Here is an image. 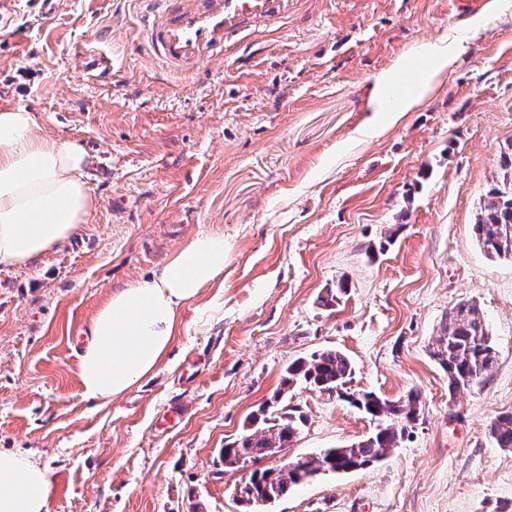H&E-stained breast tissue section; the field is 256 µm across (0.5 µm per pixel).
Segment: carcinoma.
I'll return each instance as SVG.
<instances>
[{"label": "carcinoma", "mask_w": 512, "mask_h": 512, "mask_svg": "<svg viewBox=\"0 0 512 512\" xmlns=\"http://www.w3.org/2000/svg\"><path fill=\"white\" fill-rule=\"evenodd\" d=\"M503 179L484 195L474 224L480 248L489 257L512 258V153L503 156ZM431 357L448 379L454 395L477 386L491 375L497 351L476 305L460 302L442 320L432 344ZM354 368L337 349L315 352L298 358L284 370L272 397L249 418V426L233 442L224 446V467L240 472L253 470L242 478L243 496L237 498L244 512L262 501L278 500L299 485L301 475L346 472L385 460L399 447L408 427L420 412L421 393L415 389L391 400L373 392H348ZM304 384L312 390L335 393L376 421L374 431L346 448H329L301 458L302 472L294 469L262 467L261 461L291 446L308 422L307 415L288 404V392ZM489 437L501 448H512V414L495 418L488 426Z\"/></svg>", "instance_id": "obj_1"}]
</instances>
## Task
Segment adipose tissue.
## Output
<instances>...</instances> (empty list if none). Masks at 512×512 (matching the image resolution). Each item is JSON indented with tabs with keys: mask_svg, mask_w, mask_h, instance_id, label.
Here are the masks:
<instances>
[{
	"mask_svg": "<svg viewBox=\"0 0 512 512\" xmlns=\"http://www.w3.org/2000/svg\"><path fill=\"white\" fill-rule=\"evenodd\" d=\"M459 51L429 47L427 67L400 66L380 73L370 109L392 120L421 105ZM402 91L396 103L386 92ZM76 141L37 131L34 113L0 110V268L23 267L70 238L95 211L97 200ZM224 237H189L151 278L112 291L87 326L79 359L86 397L102 402L150 378L172 345L183 304L199 297L224 271ZM53 487L45 468L23 453L0 452V512H47Z\"/></svg>",
	"mask_w": 512,
	"mask_h": 512,
	"instance_id": "adipose-tissue-1",
	"label": "adipose tissue"
}]
</instances>
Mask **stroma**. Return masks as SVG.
<instances>
[{"instance_id":"35a3bbf8","label":"stroma","mask_w":512,"mask_h":512,"mask_svg":"<svg viewBox=\"0 0 512 512\" xmlns=\"http://www.w3.org/2000/svg\"><path fill=\"white\" fill-rule=\"evenodd\" d=\"M37 2L0 0V109L81 143L98 199L54 252L0 270V451L47 469L48 512H242L225 441L288 363L326 349L351 360V391L416 389L421 412L385 461L318 475L267 512H512V448L487 433L512 413V259L487 258L473 231L512 146V7L302 0L274 31L179 74L142 47L138 0H61L51 17ZM94 34L116 65L104 82L78 67ZM455 42L464 52L416 111L370 115L377 74ZM197 233L223 234V275L181 307L150 379L86 399L78 362L98 307ZM462 301L497 365L452 395L430 351ZM291 395L308 422L289 460L375 427L337 396Z\"/></svg>"}]
</instances>
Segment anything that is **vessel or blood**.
Here are the masks:
<instances>
[{
  "label": "vessel or blood",
  "mask_w": 512,
  "mask_h": 512,
  "mask_svg": "<svg viewBox=\"0 0 512 512\" xmlns=\"http://www.w3.org/2000/svg\"><path fill=\"white\" fill-rule=\"evenodd\" d=\"M145 47L172 71L188 73L206 59H220L227 47L245 42L288 21L300 0H141ZM83 67L105 80L113 62L98 52L85 55Z\"/></svg>",
  "instance_id": "1"
}]
</instances>
